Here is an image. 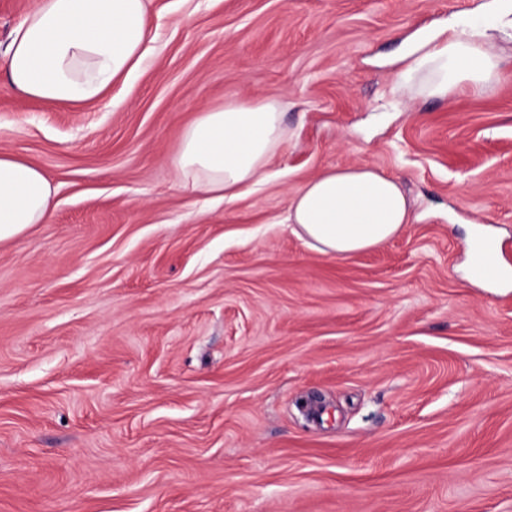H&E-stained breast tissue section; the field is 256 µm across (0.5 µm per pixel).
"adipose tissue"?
<instances>
[{
  "label": "adipose tissue",
  "instance_id": "adipose-tissue-1",
  "mask_svg": "<svg viewBox=\"0 0 512 512\" xmlns=\"http://www.w3.org/2000/svg\"><path fill=\"white\" fill-rule=\"evenodd\" d=\"M501 26L512 28V0H497L487 17L463 26L416 35L400 57V89L444 98L490 84L500 63L487 33ZM150 34L149 0H40L5 49L9 88L48 105L101 100L113 82L139 70ZM286 135L277 99L228 100L183 129L172 159L176 178L185 190L236 199L265 181ZM53 195L39 168L0 155V242L49 223ZM287 221L316 251L346 257L398 236L409 210L394 178L356 164L303 183Z\"/></svg>",
  "mask_w": 512,
  "mask_h": 512
}]
</instances>
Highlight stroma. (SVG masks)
Segmentation results:
<instances>
[{"label":"stroma","instance_id":"1","mask_svg":"<svg viewBox=\"0 0 512 512\" xmlns=\"http://www.w3.org/2000/svg\"><path fill=\"white\" fill-rule=\"evenodd\" d=\"M488 0H152L139 71L91 104L7 91L39 0H0V154L50 223L0 243V512H512V40L499 77L403 95L387 56ZM273 96L288 137L232 202L185 191L183 128ZM367 163L411 222L336 258L292 193ZM474 253V272L477 277L487 280H494L500 277L501 270L495 261L494 246L484 242H477L474 245Z\"/></svg>","mask_w":512,"mask_h":512}]
</instances>
